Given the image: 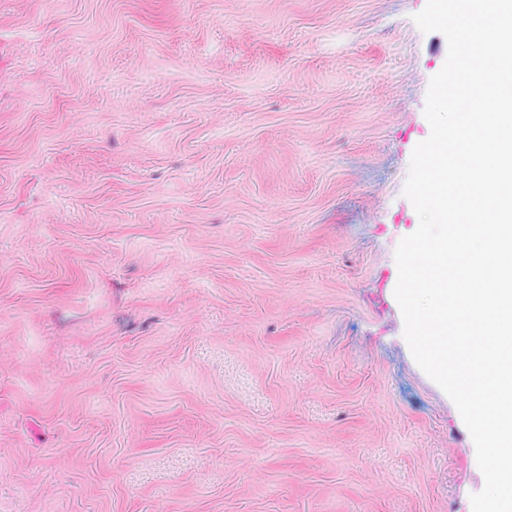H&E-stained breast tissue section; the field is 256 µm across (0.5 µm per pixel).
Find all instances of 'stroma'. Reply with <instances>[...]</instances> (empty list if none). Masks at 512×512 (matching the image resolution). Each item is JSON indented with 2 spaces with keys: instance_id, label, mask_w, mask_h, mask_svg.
<instances>
[{
  "instance_id": "1",
  "label": "stroma",
  "mask_w": 512,
  "mask_h": 512,
  "mask_svg": "<svg viewBox=\"0 0 512 512\" xmlns=\"http://www.w3.org/2000/svg\"><path fill=\"white\" fill-rule=\"evenodd\" d=\"M426 0H0V512H472L394 291Z\"/></svg>"
}]
</instances>
